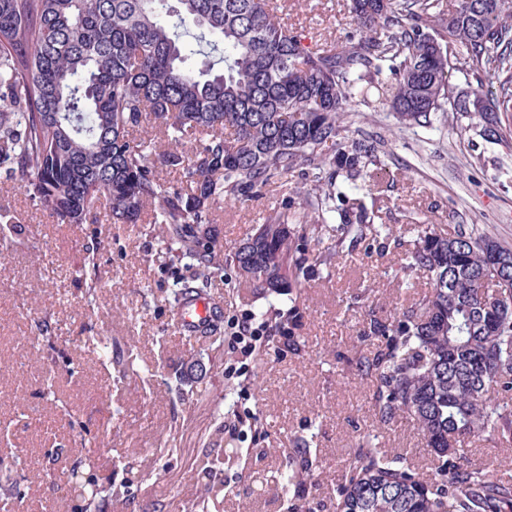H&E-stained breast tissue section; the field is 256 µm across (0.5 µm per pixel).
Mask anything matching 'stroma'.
Wrapping results in <instances>:
<instances>
[{
    "mask_svg": "<svg viewBox=\"0 0 512 512\" xmlns=\"http://www.w3.org/2000/svg\"><path fill=\"white\" fill-rule=\"evenodd\" d=\"M276 2L289 29L317 43L341 45L357 33L349 0ZM349 120L376 146L364 190L380 199V221L396 235L411 239L418 224H461L512 250V147L485 139L453 112L434 113L428 126H400L383 107L361 108ZM383 167L391 176L381 180ZM314 181L298 169L244 201H216L210 220L221 242L233 247L288 206H304ZM2 212L14 230L0 244V428L26 461L21 476L30 492L18 512H74L66 480L78 448L95 449L101 483L120 481L129 463L139 471L133 500L106 502L104 512H178L206 482L188 467L205 448L239 452L220 475L223 512H288L290 493L256 477L285 464L309 434L319 461L308 490L315 512H333L343 461L367 438L431 473L430 449L407 422L375 419L373 386L351 367L355 353L375 348L358 334L366 312L391 317L429 286L427 273L406 270L403 250L384 252L367 239L337 254L329 276L303 294L302 351L262 347L244 379L234 372L233 332L265 302L233 269L208 281L222 343L191 340L173 293L193 283L197 269L160 256L153 225L53 223L0 167ZM97 342L116 356L134 351V369L101 364ZM166 445L176 448L173 458L158 457ZM463 461L512 482V443L494 433L466 444Z\"/></svg>",
    "mask_w": 512,
    "mask_h": 512,
    "instance_id": "obj_1",
    "label": "stroma"
}]
</instances>
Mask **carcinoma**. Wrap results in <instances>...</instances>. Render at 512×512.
Masks as SVG:
<instances>
[{
	"mask_svg": "<svg viewBox=\"0 0 512 512\" xmlns=\"http://www.w3.org/2000/svg\"><path fill=\"white\" fill-rule=\"evenodd\" d=\"M0 0V160L58 224H99L104 197L114 224H136L146 206L160 253L197 263L198 279L230 264L268 301L278 343L300 334L302 285L329 271L335 253L308 247L352 233L401 246L374 223L363 186L373 144L356 139L348 107L386 104L398 124L468 116L489 139L512 138V9L499 0H350L361 36L339 48L288 31L269 0ZM220 53L206 69L192 56ZM467 80V89L459 79ZM475 82H470V79ZM153 122L190 155L154 151L134 132ZM180 167L186 192L166 187L155 166ZM329 168L312 188L317 204L261 224L224 252L209 210L240 200L297 168ZM340 221L334 226L333 221ZM490 238L423 224L409 268L431 286L390 321L371 318L355 353L374 386L378 422L406 420L434 452L432 479L399 465L395 448L367 444L348 455L335 512H512V483L461 463L457 444L496 432L512 441V270ZM314 439L303 437L270 485L300 491L313 478ZM219 455L204 448L193 469L212 477ZM134 478L99 486L77 512L131 496ZM214 487L186 512H218Z\"/></svg>",
	"mask_w": 512,
	"mask_h": 512,
	"instance_id": "carcinoma-1",
	"label": "carcinoma"
}]
</instances>
